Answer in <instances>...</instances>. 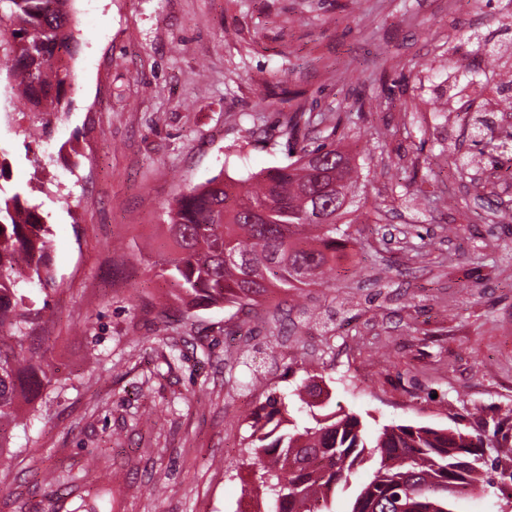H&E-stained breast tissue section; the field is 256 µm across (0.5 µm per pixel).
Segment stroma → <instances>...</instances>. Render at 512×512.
I'll list each match as a JSON object with an SVG mask.
<instances>
[{
	"label": "stroma",
	"mask_w": 512,
	"mask_h": 512,
	"mask_svg": "<svg viewBox=\"0 0 512 512\" xmlns=\"http://www.w3.org/2000/svg\"><path fill=\"white\" fill-rule=\"evenodd\" d=\"M71 105L30 140L0 81V186L38 188L65 387L6 429L0 512H267L240 466L267 397L315 376L367 432L512 417V0H75ZM467 58L474 85L456 80ZM444 114H437L435 104ZM338 128L364 207L325 279L251 314H183L159 277L175 199L287 163L297 110ZM168 321L157 317L158 300ZM178 341L182 355L170 358ZM257 389H247L251 375ZM456 512H512V428Z\"/></svg>",
	"instance_id": "1"
}]
</instances>
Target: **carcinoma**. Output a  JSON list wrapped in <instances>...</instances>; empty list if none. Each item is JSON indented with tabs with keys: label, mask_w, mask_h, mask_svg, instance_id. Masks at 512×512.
Returning a JSON list of instances; mask_svg holds the SVG:
<instances>
[{
	"label": "carcinoma",
	"mask_w": 512,
	"mask_h": 512,
	"mask_svg": "<svg viewBox=\"0 0 512 512\" xmlns=\"http://www.w3.org/2000/svg\"><path fill=\"white\" fill-rule=\"evenodd\" d=\"M74 0H0V63L16 82L21 112H65L74 75ZM295 160L246 179L217 175L183 193L168 212L163 259L186 310L231 306L249 314L273 288L316 282L336 263L341 225L361 205L338 210L325 192L339 179L351 187L359 170L350 153L325 141L294 142ZM265 210L261 223L249 220ZM50 225L43 203L19 188L0 197V427L15 422L22 404L31 405L58 384L39 334L42 309L24 294L28 285L55 283ZM310 407L329 399L314 377L296 388ZM250 425L246 461L274 512H332L331 499L349 486L354 472L371 467L353 494L350 512H455V501L485 483L496 468L487 449L492 435L473 433L455 419L447 427L386 425L374 435L352 413L310 412L300 426L275 397Z\"/></svg>",
	"instance_id": "obj_1"
}]
</instances>
